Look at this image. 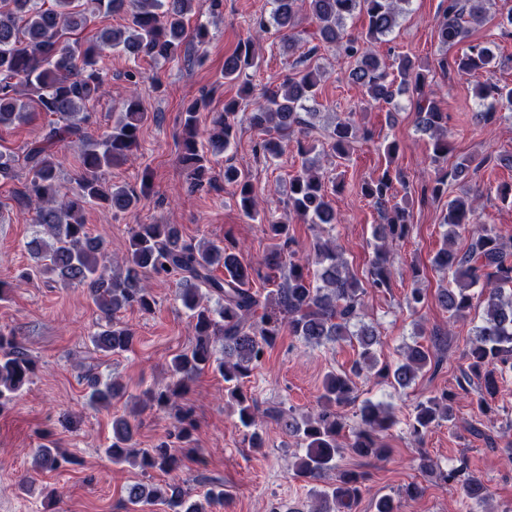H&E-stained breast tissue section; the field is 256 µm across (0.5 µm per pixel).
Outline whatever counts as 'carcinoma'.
Segmentation results:
<instances>
[{
  "label": "carcinoma",
  "mask_w": 512,
  "mask_h": 512,
  "mask_svg": "<svg viewBox=\"0 0 512 512\" xmlns=\"http://www.w3.org/2000/svg\"><path fill=\"white\" fill-rule=\"evenodd\" d=\"M409 0H273L271 20L260 17L255 25L265 31L273 24L286 32L288 47L308 45L296 63L300 68L285 76L283 82L253 98L250 71L259 57L254 39L240 41L224 58V79L239 84L238 95L224 101V113L213 123L209 136L210 153H222L231 143L233 121L241 102L254 99L249 121L265 134L258 150L266 157L283 153L284 142L295 133L306 134L314 128L307 102L314 99L324 78L322 68L310 60L323 48H334L352 60L350 80L359 85L367 101L378 105H396L401 92L416 94L417 127L430 135L434 163L446 167L437 170L432 195L447 189L448 182L472 177V159L458 156L448 164L453 148L443 129L447 116L442 112L427 75L409 55L396 58V70L372 51L374 42L392 34ZM307 7L315 29L294 32L302 7ZM201 9L199 0H0V127L29 123L39 113L55 117L42 139L24 149V162L30 178L23 196L35 204V237L26 247L38 264L20 273L57 275L65 285L81 286L101 313L102 323L91 336L95 349L109 354L129 352L135 333L120 323L117 314L127 308L150 313L155 306L146 275L174 278L183 284L177 294L187 310L194 335L192 347L174 355L168 367L169 381L150 387L132 410L112 419V438L104 449L114 464L128 463L142 472H172L178 462L177 450L193 448L194 422L183 409L175 416V438L179 446L162 442L152 448L133 445L136 421L146 408L176 406L187 388V381L208 368L224 379V392L236 406L240 425L246 429L249 446L265 447L262 420L253 400L243 390L245 380L259 367L266 351L286 332L308 346L357 342L358 357L350 367L326 373L318 396L315 414L297 416L282 410L275 419L288 436L305 451L291 466L292 478L310 483L333 472L335 480L317 491L308 512H352L362 497L366 474L340 470L336 457L347 449L364 459H380L387 454L381 435L396 423L382 405L365 402L357 424L348 429L340 409L355 400L359 379L375 376L399 389H407L430 366L445 338L433 332L429 344L413 341L403 347L399 360L392 364L377 356L380 336L376 327L363 323L364 285L349 268L341 248L333 241L315 239L312 245L318 269L309 268L294 249L296 245L288 224L267 220L266 232L273 242L265 258L271 274L266 280L274 288L262 296L251 283L258 269L247 261L237 245L212 241L193 244L183 239L177 224H139L128 241L123 269L115 271L104 242L87 230L86 210L97 206L107 213H131L137 210L149 184L141 189L116 187L104 175L112 166L125 162L137 148L141 126L149 114L131 92L122 102L119 117L101 134L88 131L89 106L103 91L106 73L100 66L108 52H123L154 61L177 59L186 41L198 46L206 43L209 30L203 23L188 33V16ZM124 14L129 23L123 28L102 29L90 38L81 34L94 14ZM368 18L365 33L347 30L346 21L355 14ZM486 19V0H447L443 20L438 25L439 42L450 47L466 37V24H481ZM491 49L483 43L471 44L455 59L460 75L476 73L492 61ZM479 95L489 101L482 117L490 121L498 106L512 108V87L485 84ZM201 102L189 104L184 112L181 163L190 190L212 183V165L208 154L198 146L197 112ZM326 148L337 156L349 155L358 138L355 123L341 120L324 128ZM71 143L79 149L80 178L77 192H67L60 183L58 146ZM302 156L300 170L289 180L288 207L306 224L336 223L328 183L317 172L313 149L297 141ZM19 157L0 151V180L15 177ZM403 179L401 171L385 170L362 186V192L381 213L384 223L374 230L373 257L368 275L370 287L380 293L391 288L388 243L404 238L410 228V213L396 202L393 179ZM224 182L236 187L237 203L245 216L258 215L254 190L245 175L228 166ZM477 209V197L468 193L448 201L443 224L445 237L469 232L470 242L463 251L443 245L431 260L432 267L453 276L455 287L436 293L438 305L452 317H462L473 306L471 288L482 285L484 316L476 326L466 350L468 371L465 383L476 395L480 414L494 412L499 394V378L512 371V247L487 224L468 229ZM224 268V276L214 274ZM37 364L17 343L15 337L0 332V409L15 398L36 375ZM89 389L87 403L93 409L112 404L122 391L112 377L85 376ZM456 419L455 395L444 390L418 401L408 415L407 429L418 444H423L433 428ZM73 459L58 450L52 440L34 453L37 471L58 470ZM447 484L459 486L477 512L489 498L488 487L469 472L468 460L440 473ZM132 505L160 502L167 512H206L211 506L224 505V486L210 485L202 499L191 500L190 493L177 484L135 483L127 489Z\"/></svg>",
  "instance_id": "1"
}]
</instances>
